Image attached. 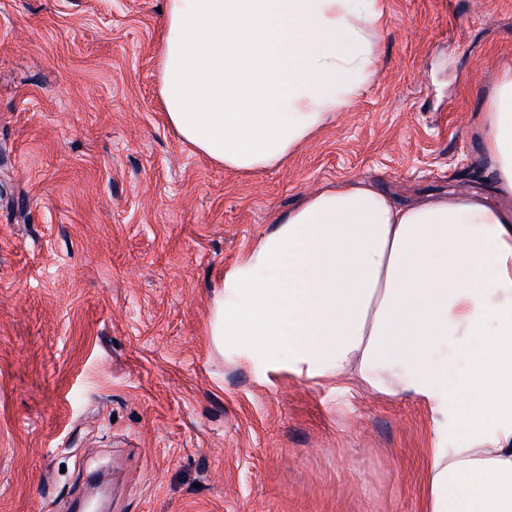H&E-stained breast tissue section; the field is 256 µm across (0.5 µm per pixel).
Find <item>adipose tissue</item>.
I'll return each instance as SVG.
<instances>
[{"label": "adipose tissue", "mask_w": 512, "mask_h": 512, "mask_svg": "<svg viewBox=\"0 0 512 512\" xmlns=\"http://www.w3.org/2000/svg\"><path fill=\"white\" fill-rule=\"evenodd\" d=\"M376 0H167L159 96L210 161L282 164L378 72ZM483 151L512 196V71ZM225 355L321 385L412 395L461 443L431 449L425 512H512V210L472 195L414 206L347 182L275 215L224 277L209 321Z\"/></svg>", "instance_id": "1"}]
</instances>
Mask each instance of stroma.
I'll return each instance as SVG.
<instances>
[{
  "label": "stroma",
  "instance_id": "35a3bbf8",
  "mask_svg": "<svg viewBox=\"0 0 512 512\" xmlns=\"http://www.w3.org/2000/svg\"><path fill=\"white\" fill-rule=\"evenodd\" d=\"M165 0H0V512H424L428 406L232 363L213 295L274 215L344 180L499 197L483 114L512 0H378L374 80L282 166L169 128Z\"/></svg>",
  "mask_w": 512,
  "mask_h": 512
}]
</instances>
